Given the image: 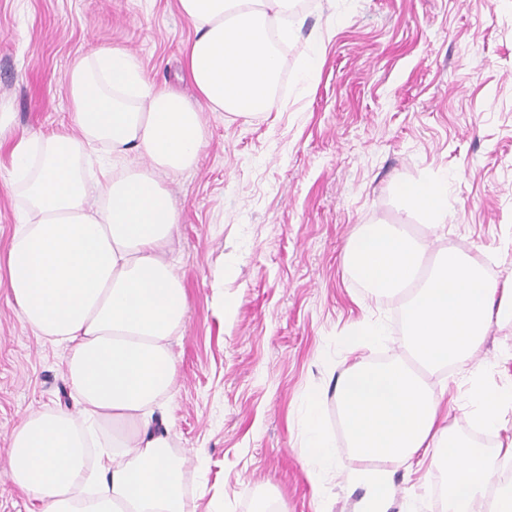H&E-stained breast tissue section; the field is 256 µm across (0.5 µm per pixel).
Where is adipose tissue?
I'll return each instance as SVG.
<instances>
[{
    "label": "adipose tissue",
    "mask_w": 512,
    "mask_h": 512,
    "mask_svg": "<svg viewBox=\"0 0 512 512\" xmlns=\"http://www.w3.org/2000/svg\"><path fill=\"white\" fill-rule=\"evenodd\" d=\"M179 9L195 30L184 65L200 103L245 118L277 111L288 0H179ZM69 92L77 134L23 137L13 149L24 203L6 288L38 336L68 347L81 413L31 412L12 434L11 475L42 512H185L183 463L168 454L154 418L174 388L171 339L189 307L166 258L178 214L157 174L196 162L200 113L148 82L118 47L80 59ZM99 143L114 159L148 164L94 172ZM399 195L407 207L448 211L442 182L405 184ZM337 398L352 456L424 462L438 449L448 512H476L488 459L443 426L439 398L403 358L348 368ZM91 443L110 449L92 470Z\"/></svg>",
    "instance_id": "ef3b65f1"
}]
</instances>
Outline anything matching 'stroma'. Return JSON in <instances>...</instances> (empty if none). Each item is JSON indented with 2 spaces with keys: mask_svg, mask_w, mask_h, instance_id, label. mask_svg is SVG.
Wrapping results in <instances>:
<instances>
[{
  "mask_svg": "<svg viewBox=\"0 0 512 512\" xmlns=\"http://www.w3.org/2000/svg\"><path fill=\"white\" fill-rule=\"evenodd\" d=\"M288 23L285 109L249 119L203 109L196 165L158 175L179 216L168 257L190 309L156 425L187 460L190 512H358L369 487L348 474L365 465L391 479L388 512L412 498L435 512L443 471L347 452L338 378L380 353L407 356L408 343L403 297L365 288L344 256L366 225L402 224L432 240L428 260L455 254L512 281V0H304ZM193 37L178 0H0V106L18 137L75 130L71 69L107 47L194 97L181 64ZM315 41L321 61L306 83ZM11 150L0 146V261L21 204ZM431 179L448 182L439 221L397 196ZM365 321L384 337L354 347ZM67 357L0 288V512H38L12 481L9 443L31 411L76 409ZM476 368L485 388L512 387V320L492 323L473 359L422 374L455 434L491 451L512 441V410L479 437L461 410ZM312 403L336 445L320 473L305 448Z\"/></svg>",
  "mask_w": 512,
  "mask_h": 512,
  "instance_id": "1",
  "label": "stroma"
}]
</instances>
